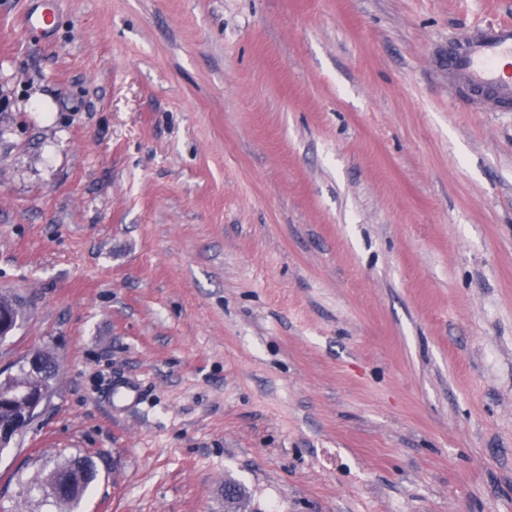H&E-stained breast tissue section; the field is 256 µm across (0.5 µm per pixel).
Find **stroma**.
Segmentation results:
<instances>
[{"label":"stroma","instance_id":"obj_1","mask_svg":"<svg viewBox=\"0 0 512 512\" xmlns=\"http://www.w3.org/2000/svg\"><path fill=\"white\" fill-rule=\"evenodd\" d=\"M39 6L0 0V371L58 374L0 512H512V109L448 95L512 0ZM78 455L77 506L29 492Z\"/></svg>","mask_w":512,"mask_h":512}]
</instances>
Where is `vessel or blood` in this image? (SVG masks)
<instances>
[{
    "instance_id": "b4317fda",
    "label": "vessel or blood",
    "mask_w": 512,
    "mask_h": 512,
    "mask_svg": "<svg viewBox=\"0 0 512 512\" xmlns=\"http://www.w3.org/2000/svg\"><path fill=\"white\" fill-rule=\"evenodd\" d=\"M512 23L462 28L448 45V69L456 89L467 93L472 111L512 107Z\"/></svg>"
}]
</instances>
